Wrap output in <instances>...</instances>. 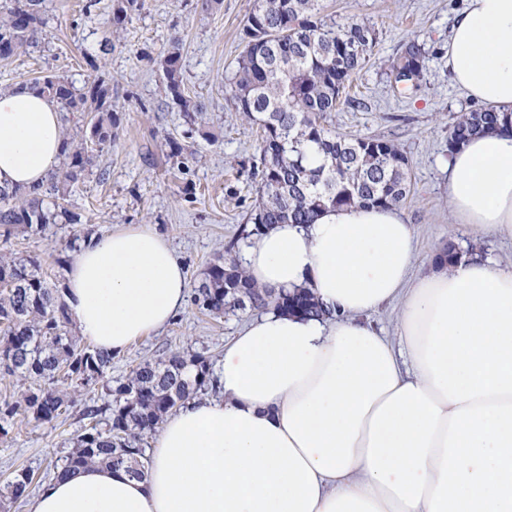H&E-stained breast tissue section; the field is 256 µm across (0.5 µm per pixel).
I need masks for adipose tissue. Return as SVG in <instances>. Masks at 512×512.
<instances>
[{
  "instance_id": "adipose-tissue-1",
  "label": "adipose tissue",
  "mask_w": 512,
  "mask_h": 512,
  "mask_svg": "<svg viewBox=\"0 0 512 512\" xmlns=\"http://www.w3.org/2000/svg\"><path fill=\"white\" fill-rule=\"evenodd\" d=\"M448 74L512 112V0H465ZM62 143L54 103L0 90V187H42ZM447 166L454 224L477 241L512 236V129L467 138ZM417 258L394 208L264 229L247 276L309 288L323 316L251 320L224 348L219 395L165 418L143 478L80 468L35 492L32 512H512V266ZM187 289L167 236L131 224L85 242L64 299L80 335L119 355L167 327ZM394 300L388 336L370 315Z\"/></svg>"
}]
</instances>
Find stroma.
Returning <instances> with one entry per match:
<instances>
[{"mask_svg":"<svg viewBox=\"0 0 512 512\" xmlns=\"http://www.w3.org/2000/svg\"><path fill=\"white\" fill-rule=\"evenodd\" d=\"M110 0H52L43 15L36 47L0 61V88L10 89L46 72L83 84L102 76L112 85L117 136L96 153L85 179L75 184L69 208L77 224H52L39 232L0 235V249L38 258L51 288L62 289L76 256L71 241L103 236L128 224H152L169 238L190 285H197L217 258L241 259V232L250 223L261 178L262 131L246 122L231 102L232 78L244 49V25L254 0H223L207 11L202 0H140L121 36L109 37ZM337 23L374 26L373 52L353 78L347 102L328 113L326 125L349 138L393 141L408 159L411 194L400 211L414 224L420 265L438 246L467 249L470 239L451 222L448 207V127L476 110L448 76V34L462 0H324ZM180 37L186 95L203 105V121L218 136L208 142L188 136L182 112L172 107L161 78V59ZM425 57L420 86L396 87L391 65L408 44ZM97 67H90V60ZM191 141L194 159L178 167L169 159L167 138ZM253 310L206 316L187 305L164 330L134 341L112 362L118 381L146 360L171 352H198L219 362L224 346L254 318ZM85 424L72 407L48 424L16 417L0 437V485L19 471L34 475L33 488L49 483L53 466L66 455Z\"/></svg>","mask_w":512,"mask_h":512,"instance_id":"stroma-1","label":"stroma"}]
</instances>
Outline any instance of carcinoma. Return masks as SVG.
<instances>
[{"mask_svg":"<svg viewBox=\"0 0 512 512\" xmlns=\"http://www.w3.org/2000/svg\"><path fill=\"white\" fill-rule=\"evenodd\" d=\"M45 0H0V59L19 57L34 46L44 24ZM140 8L139 0H113L109 27L121 29ZM247 42L234 74V109L264 132L257 205L251 213L256 235L269 224H309L323 210L352 205L396 207L410 195L406 156L393 142L374 137L342 138L326 127L346 84L363 68L377 42L365 22L339 26L324 13L323 0H255L245 23ZM180 38L175 36L161 67L169 101L194 124L202 104L185 95L181 78ZM422 53L410 44L392 65L395 82L421 74ZM61 112H83L85 128L63 135L65 162L54 169L43 189L21 192L0 188V226L4 233L21 227L40 231L48 224L74 222L65 204L70 187L83 180L94 152L116 138L117 117L110 87L95 79L78 89L61 74L31 80ZM512 126V112L471 111L448 129L452 146L485 129ZM0 372L21 382L17 394L0 400V435L9 434L17 415L50 423L81 393H97L84 404L89 420L54 474L100 463L126 466L145 476L149 457L139 447L164 417L214 388L211 363L201 354L170 353L145 361L112 385L113 355L80 345L64 300L48 287L35 259L0 253ZM194 303L209 315L224 311L279 309L317 317L322 314L305 289L275 292L256 286L243 268L222 257L213 262L195 288ZM33 479L23 472L0 489L18 500Z\"/></svg>","mask_w":512,"mask_h":512,"instance_id":"cac0c4a2","label":"carcinoma"}]
</instances>
